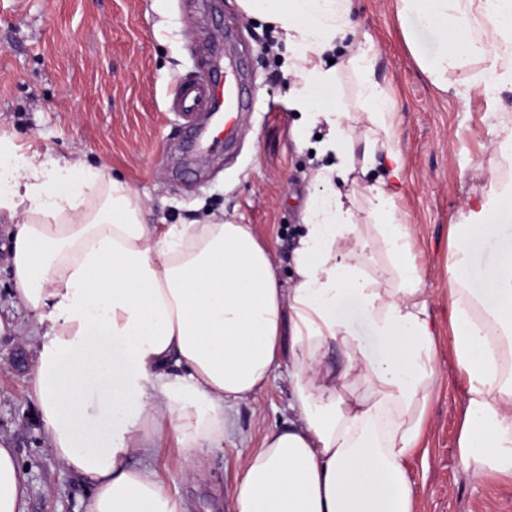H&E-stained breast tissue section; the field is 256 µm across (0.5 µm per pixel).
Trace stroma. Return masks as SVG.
Wrapping results in <instances>:
<instances>
[{
	"label": "stroma",
	"mask_w": 512,
	"mask_h": 512,
	"mask_svg": "<svg viewBox=\"0 0 512 512\" xmlns=\"http://www.w3.org/2000/svg\"><path fill=\"white\" fill-rule=\"evenodd\" d=\"M353 8L374 76L394 102L405 161L396 202L413 228L447 372L430 403L424 447L407 463L418 512H512V484L468 475L459 459L465 385L452 353L446 273L454 226L473 223L491 179L512 180V167L492 159L493 126L512 117V88L465 99L441 91L415 60L443 48L420 15L398 16L395 0H353ZM228 27L238 36L254 108L232 149L189 157L181 151L187 131L167 112V94L176 78L207 67ZM269 31L245 17L237 0L212 8L205 0H0V138L17 154L31 147L48 161L82 155L170 224L227 212L253 226L289 279L312 154L297 137L284 57L265 47ZM34 369V347L0 343V443L16 449L28 476L25 512H85L90 486L61 474L46 448ZM291 392L287 370L278 369L263 391L234 406L235 435L223 448L193 456L166 448L153 463L161 475L202 469L197 480L172 483L171 494L189 512H227L240 463L287 422Z\"/></svg>",
	"instance_id": "stroma-1"
}]
</instances>
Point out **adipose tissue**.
Here are the masks:
<instances>
[{
	"label": "adipose tissue",
	"mask_w": 512,
	"mask_h": 512,
	"mask_svg": "<svg viewBox=\"0 0 512 512\" xmlns=\"http://www.w3.org/2000/svg\"><path fill=\"white\" fill-rule=\"evenodd\" d=\"M449 49L417 62L460 97L512 84V0H396ZM273 24L285 48L288 95L305 129L324 127L307 176L315 193L288 255L290 281L248 224L145 223L127 183L81 161L22 165L0 151V223L18 301L30 321L0 317V340L37 343L31 385L49 452L87 481L85 512H186L150 466L164 442L193 453L232 438V407L287 367L286 426L241 464L232 512H417L408 458L441 386L429 293L411 225L397 212L404 171L393 101L377 82L352 0H237ZM342 60H335L336 51ZM357 80L358 112L340 94ZM362 185L366 219L352 188ZM77 179L76 190L64 181ZM492 225L455 227L448 266L452 352L465 380L458 438L464 469L512 483V251L467 287L468 255ZM384 253L365 269L368 243ZM355 303L378 342L368 353L344 317ZM27 477L0 445V512H24Z\"/></svg>",
	"instance_id": "adipose-tissue-1"
}]
</instances>
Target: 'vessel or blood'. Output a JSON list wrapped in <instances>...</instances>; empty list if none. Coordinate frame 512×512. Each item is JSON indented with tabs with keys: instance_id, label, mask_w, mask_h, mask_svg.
Segmentation results:
<instances>
[{
	"instance_id": "vessel-or-blood-1",
	"label": "vessel or blood",
	"mask_w": 512,
	"mask_h": 512,
	"mask_svg": "<svg viewBox=\"0 0 512 512\" xmlns=\"http://www.w3.org/2000/svg\"><path fill=\"white\" fill-rule=\"evenodd\" d=\"M169 99L190 128L189 142L200 149L233 133L240 115L250 109L242 75L229 60L210 64L194 78L179 79Z\"/></svg>"
}]
</instances>
